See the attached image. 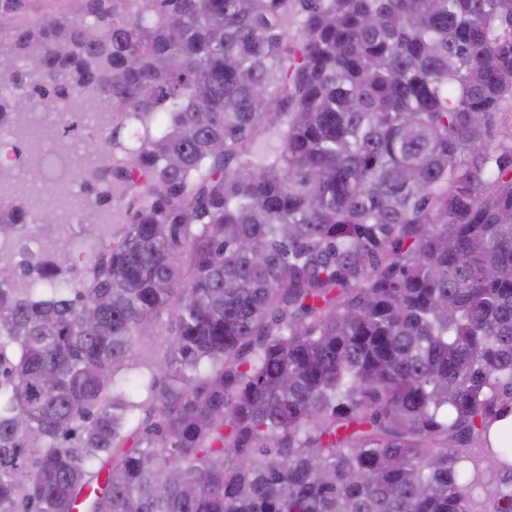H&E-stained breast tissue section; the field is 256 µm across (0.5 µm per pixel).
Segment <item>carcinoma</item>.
Masks as SVG:
<instances>
[{
  "label": "carcinoma",
  "mask_w": 512,
  "mask_h": 512,
  "mask_svg": "<svg viewBox=\"0 0 512 512\" xmlns=\"http://www.w3.org/2000/svg\"><path fill=\"white\" fill-rule=\"evenodd\" d=\"M21 8L0 126L108 109L120 228L0 246V512H512V0Z\"/></svg>",
  "instance_id": "obj_1"
}]
</instances>
